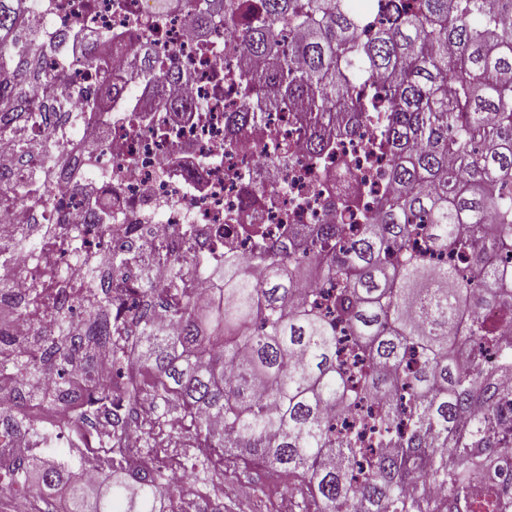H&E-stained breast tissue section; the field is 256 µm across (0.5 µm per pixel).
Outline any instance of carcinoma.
<instances>
[{
	"label": "carcinoma",
	"mask_w": 512,
	"mask_h": 512,
	"mask_svg": "<svg viewBox=\"0 0 512 512\" xmlns=\"http://www.w3.org/2000/svg\"><path fill=\"white\" fill-rule=\"evenodd\" d=\"M18 2L0 0V102L10 103L0 113L37 97L42 76L21 58ZM196 2L185 0L197 36L217 18L247 40L227 71L252 87L231 113L237 133L258 112H300L321 160L374 123L388 191L355 223L310 226L303 253L271 240L225 258L208 298L186 294L182 264L167 283L146 282L134 361L116 353L112 383L74 397L114 420L109 481L34 459L15 471L35 472L39 495L67 485V512H165L169 475L124 456L148 392L189 421L193 470L208 474L218 448L240 450L303 483L314 512H466L477 479L511 492L512 453L496 450L489 422L512 408V266L497 260L512 254V0H394L367 38L373 14L361 0ZM140 54L136 71L155 91L184 81L146 46ZM78 66L107 78L92 48ZM156 300L172 304L176 326L150 321ZM122 304L102 297L87 343ZM484 307L499 323L479 318ZM69 311L44 347L61 364L76 353ZM487 348L499 351L491 369L479 358Z\"/></svg>",
	"instance_id": "1"
}]
</instances>
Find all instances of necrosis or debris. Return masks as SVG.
<instances>
[{"instance_id":"4bbe7bcc","label":"necrosis or debris","mask_w":512,"mask_h":512,"mask_svg":"<svg viewBox=\"0 0 512 512\" xmlns=\"http://www.w3.org/2000/svg\"><path fill=\"white\" fill-rule=\"evenodd\" d=\"M156 26L150 44L156 60L176 59L189 76L174 90L181 102L171 111L154 101L130 64ZM19 27L29 33L27 57L56 75L38 95L42 115L0 134V178L29 187L28 197L0 198V322L13 336L50 321L33 303L35 289L53 286L57 298L79 293L92 305L96 289H77L56 279L69 257L73 228L88 229L85 249L101 267V280L125 301L143 278L163 281L175 260L192 268L186 286L192 295H209V270L226 254L252 252L265 232L303 240L312 224H335L345 208L364 211L372 197L386 192L388 161L370 157L362 138H344L335 155L312 162L307 131L296 115L259 114L260 135L232 140L227 129L229 103L248 94L223 79L237 66L245 45L223 23L209 40L189 30L184 8L156 13L152 0H31V13ZM92 36L107 83L76 67L69 51L77 32ZM88 95L82 108L78 95ZM153 111H144L146 101ZM82 153L72 154L77 137ZM31 146L22 160L19 141ZM291 165L276 166L282 148ZM35 230L51 234V248L30 250L20 237ZM125 257L120 275L108 270L112 254Z\"/></svg>"}]
</instances>
